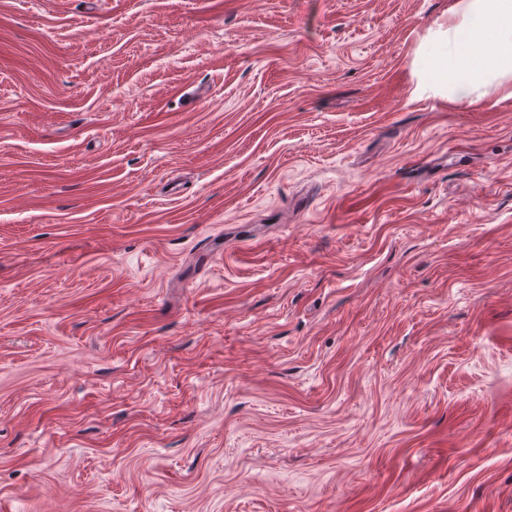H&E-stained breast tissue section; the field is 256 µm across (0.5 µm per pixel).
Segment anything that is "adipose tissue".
Here are the masks:
<instances>
[{
    "label": "adipose tissue",
    "mask_w": 512,
    "mask_h": 512,
    "mask_svg": "<svg viewBox=\"0 0 512 512\" xmlns=\"http://www.w3.org/2000/svg\"><path fill=\"white\" fill-rule=\"evenodd\" d=\"M448 30V50L437 72L448 79L455 100L487 77L512 78V0H456Z\"/></svg>",
    "instance_id": "obj_1"
}]
</instances>
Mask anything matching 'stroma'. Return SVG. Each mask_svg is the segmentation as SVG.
<instances>
[{
  "label": "stroma",
  "mask_w": 512,
  "mask_h": 512,
  "mask_svg": "<svg viewBox=\"0 0 512 512\" xmlns=\"http://www.w3.org/2000/svg\"><path fill=\"white\" fill-rule=\"evenodd\" d=\"M453 3L0 0V512H512Z\"/></svg>",
  "instance_id": "35a3bbf8"
}]
</instances>
